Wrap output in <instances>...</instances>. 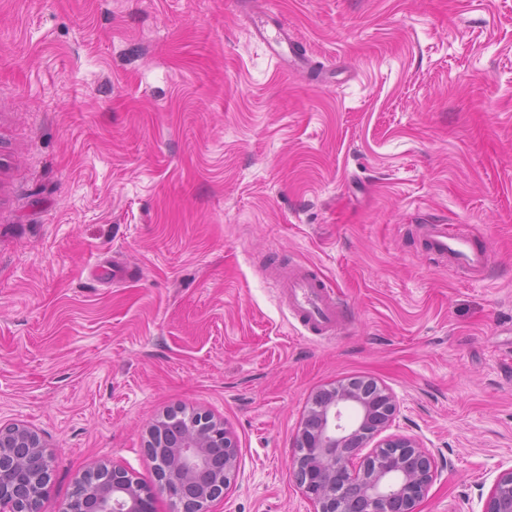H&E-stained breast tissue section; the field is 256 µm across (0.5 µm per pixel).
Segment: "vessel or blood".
Masks as SVG:
<instances>
[{
    "instance_id": "1",
    "label": "vessel or blood",
    "mask_w": 512,
    "mask_h": 512,
    "mask_svg": "<svg viewBox=\"0 0 512 512\" xmlns=\"http://www.w3.org/2000/svg\"><path fill=\"white\" fill-rule=\"evenodd\" d=\"M256 38L268 44L273 56H281L284 44L289 43L288 32L277 28L268 32L261 17L251 21ZM415 231L428 254L447 261L457 271L472 278L482 276L488 268L489 258L469 234L450 229L445 224H421ZM288 303L299 321L319 334L330 336L336 331L341 305L323 276L314 268L301 267L284 272L279 278Z\"/></svg>"
}]
</instances>
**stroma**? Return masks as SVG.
<instances>
[{
    "mask_svg": "<svg viewBox=\"0 0 512 512\" xmlns=\"http://www.w3.org/2000/svg\"><path fill=\"white\" fill-rule=\"evenodd\" d=\"M267 9L304 67L251 35ZM282 263L323 274L334 335ZM354 378L453 462L416 512H481L512 468V0H0V426L48 447L37 512L100 459L155 484L173 409L237 441L213 512H313L295 439ZM415 231L428 254L447 261L464 275L478 278L487 270V252L469 234L450 229L447 224H420ZM279 288H283L294 315L304 326L326 336L336 332L341 305L315 268L284 272L279 278Z\"/></svg>",
    "mask_w": 512,
    "mask_h": 512,
    "instance_id": "obj_1",
    "label": "stroma"
}]
</instances>
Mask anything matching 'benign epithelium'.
I'll use <instances>...</instances> for the list:
<instances>
[{
	"label": "benign epithelium",
	"mask_w": 512,
	"mask_h": 512,
	"mask_svg": "<svg viewBox=\"0 0 512 512\" xmlns=\"http://www.w3.org/2000/svg\"><path fill=\"white\" fill-rule=\"evenodd\" d=\"M396 411L392 394L369 379L315 395L289 461L290 476L314 512H414L442 469L452 466L410 436L385 439L361 454ZM147 437L148 459L164 460L155 487L99 462L76 477L62 512H154L157 495L171 501L172 512H211L238 467L232 433L206 414L175 410L150 423ZM50 480L38 435L22 424L0 427V512H35ZM481 512H512V468L497 476Z\"/></svg>",
	"instance_id": "benign-epithelium-1"
}]
</instances>
